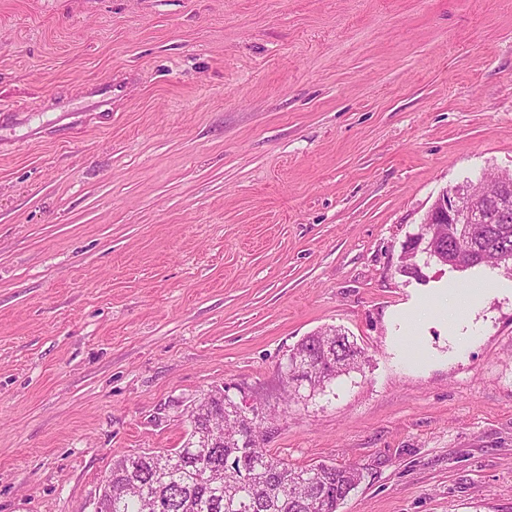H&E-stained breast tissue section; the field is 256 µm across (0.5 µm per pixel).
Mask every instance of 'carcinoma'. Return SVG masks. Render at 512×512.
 <instances>
[{
	"label": "carcinoma",
	"instance_id": "obj_1",
	"mask_svg": "<svg viewBox=\"0 0 512 512\" xmlns=\"http://www.w3.org/2000/svg\"><path fill=\"white\" fill-rule=\"evenodd\" d=\"M502 230L498 247L512 255V226L475 224L473 238L488 228ZM450 225L437 224L439 247L448 250L456 268L473 266L468 247L449 233ZM288 357L287 400L300 398L295 382L314 369L310 392L324 390L338 377L361 368L364 352L348 336L326 328L303 337ZM227 386H214L203 394L205 402L187 411L188 423L206 427L212 418L224 420V444L201 448L194 457L177 450L128 455L112 463L106 483L112 498L103 512H338L339 506L363 477L354 465L318 462L294 467L263 448L264 420L246 422Z\"/></svg>",
	"mask_w": 512,
	"mask_h": 512
}]
</instances>
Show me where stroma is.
<instances>
[{
  "instance_id": "35a3bbf8",
  "label": "stroma",
  "mask_w": 512,
  "mask_h": 512,
  "mask_svg": "<svg viewBox=\"0 0 512 512\" xmlns=\"http://www.w3.org/2000/svg\"><path fill=\"white\" fill-rule=\"evenodd\" d=\"M502 175L512 0H0V512H89L222 384L362 470L338 512H512V273L399 271ZM325 327L361 370L284 403Z\"/></svg>"
}]
</instances>
